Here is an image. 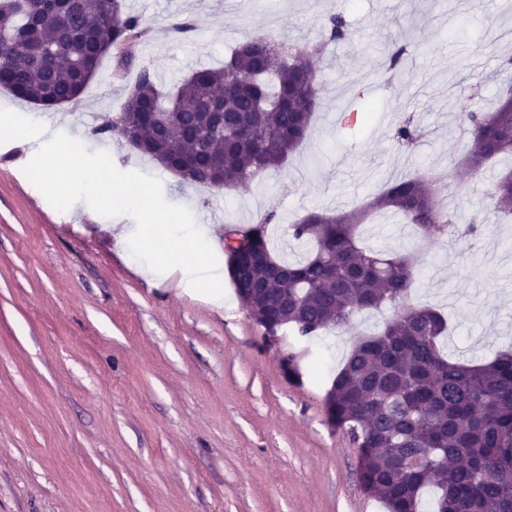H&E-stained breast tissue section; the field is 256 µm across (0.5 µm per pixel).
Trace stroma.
Masks as SVG:
<instances>
[{"instance_id":"stroma-1","label":"stroma","mask_w":512,"mask_h":512,"mask_svg":"<svg viewBox=\"0 0 512 512\" xmlns=\"http://www.w3.org/2000/svg\"><path fill=\"white\" fill-rule=\"evenodd\" d=\"M144 27L133 61L110 51L77 101L45 109L0 92V512H387L358 477L349 434L328 421L324 397L354 338L380 330L392 309L361 312L352 328L303 339L281 331L273 348L232 282L223 307L194 292L183 270L153 278L114 224L85 202L59 211L40 201L23 167L54 134L108 152L122 171L161 180L165 199L220 233L266 214L274 254L308 248L290 224L308 211L341 210L394 178L461 163L462 119L474 96L486 108L512 90V8L501 0H277L275 11L230 0H127ZM340 12L353 40L329 44L318 63L321 107L281 172L210 191L184 184L138 156L115 132L141 68L171 90L193 70L217 67L246 37L291 43L323 38ZM178 23L189 24L184 33ZM409 42L402 76L386 70L394 42ZM374 106L367 117L352 107ZM416 125L413 150L394 138ZM512 169L489 164L461 181L463 218L477 235L424 238L377 213L359 228L364 246L413 254V300L448 320L445 352L470 360L512 350V219L485 211L486 186ZM294 355L299 377L281 359Z\"/></svg>"}]
</instances>
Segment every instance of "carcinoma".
Here are the masks:
<instances>
[{
  "mask_svg": "<svg viewBox=\"0 0 512 512\" xmlns=\"http://www.w3.org/2000/svg\"><path fill=\"white\" fill-rule=\"evenodd\" d=\"M327 37L294 45L258 34L237 45L224 65L196 69L164 94L153 71H139L123 110L98 132L136 133L133 150L179 175L193 165L194 186L217 191L284 168L320 107L314 58L352 31L341 13L327 15ZM126 0H77L65 12L51 0H0V89L43 107L76 100L96 74L104 40L127 53L140 37ZM472 139L467 171L481 181L486 162L512 153V105H475L464 115ZM458 167L392 180L368 202L338 215L311 212L290 225L312 244L298 262L273 255L269 214L243 228L258 231L249 261L227 258V270L251 318L268 331L301 338L351 327L359 313L390 307L395 317L358 337L324 398L329 423L359 448L358 475L388 512H512V352L471 364L445 357V319L416 305L417 270L409 257L361 247L357 229L370 211L395 215L426 238L448 235L457 209L434 197L456 184ZM487 208L512 215V173L484 192Z\"/></svg>",
  "mask_w": 512,
  "mask_h": 512,
  "instance_id": "carcinoma-1",
  "label": "carcinoma"
}]
</instances>
